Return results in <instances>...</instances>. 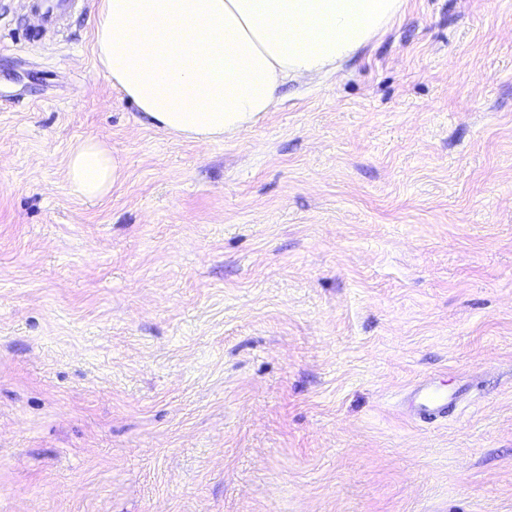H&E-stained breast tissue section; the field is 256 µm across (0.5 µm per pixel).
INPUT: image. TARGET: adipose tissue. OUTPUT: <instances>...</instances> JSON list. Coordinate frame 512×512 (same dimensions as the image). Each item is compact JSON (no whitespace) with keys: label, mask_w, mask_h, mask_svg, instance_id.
I'll return each instance as SVG.
<instances>
[{"label":"adipose tissue","mask_w":512,"mask_h":512,"mask_svg":"<svg viewBox=\"0 0 512 512\" xmlns=\"http://www.w3.org/2000/svg\"><path fill=\"white\" fill-rule=\"evenodd\" d=\"M405 0H101L90 20L107 77L155 126L192 141L250 128L291 78L334 73L385 29ZM119 167L101 143L78 144L67 180L107 194Z\"/></svg>","instance_id":"1"}]
</instances>
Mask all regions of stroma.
Instances as JSON below:
<instances>
[{
	"instance_id": "obj_1",
	"label": "stroma",
	"mask_w": 512,
	"mask_h": 512,
	"mask_svg": "<svg viewBox=\"0 0 512 512\" xmlns=\"http://www.w3.org/2000/svg\"><path fill=\"white\" fill-rule=\"evenodd\" d=\"M98 6L35 46L0 0V512H512V0H407L217 142L122 98ZM118 177V163L97 141L86 140L69 154L67 180L72 191L80 197L94 199L107 194ZM463 390L447 392L436 378L429 377L414 385L407 395L410 416L415 421L435 422L448 417L456 408Z\"/></svg>"
}]
</instances>
